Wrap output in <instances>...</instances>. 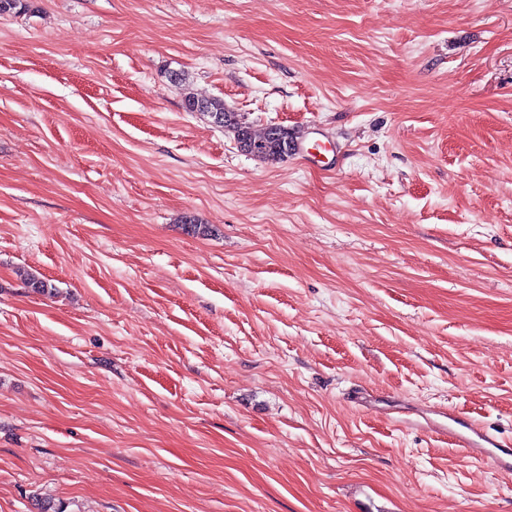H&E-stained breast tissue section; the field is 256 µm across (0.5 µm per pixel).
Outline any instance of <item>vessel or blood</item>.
Masks as SVG:
<instances>
[{
    "label": "vessel or blood",
    "mask_w": 512,
    "mask_h": 512,
    "mask_svg": "<svg viewBox=\"0 0 512 512\" xmlns=\"http://www.w3.org/2000/svg\"><path fill=\"white\" fill-rule=\"evenodd\" d=\"M447 418V424L435 425L436 434L448 436L468 457L479 462L491 461L498 471L512 474V446L462 414L451 412Z\"/></svg>",
    "instance_id": "vessel-or-blood-1"
}]
</instances>
